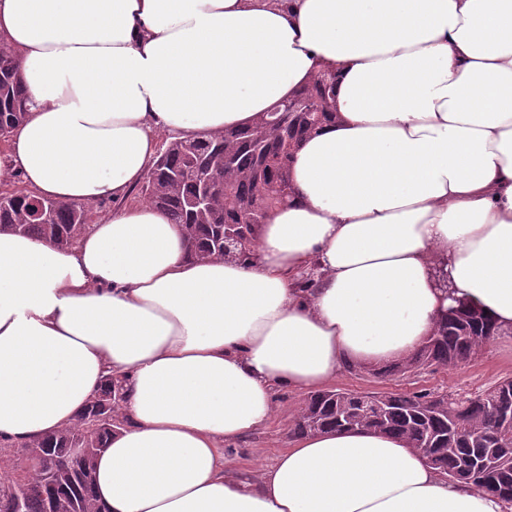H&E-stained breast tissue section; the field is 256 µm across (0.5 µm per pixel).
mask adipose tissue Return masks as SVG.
Returning <instances> with one entry per match:
<instances>
[{
  "instance_id": "adipose-tissue-1",
  "label": "adipose tissue",
  "mask_w": 512,
  "mask_h": 512,
  "mask_svg": "<svg viewBox=\"0 0 512 512\" xmlns=\"http://www.w3.org/2000/svg\"><path fill=\"white\" fill-rule=\"evenodd\" d=\"M0 45L28 98L0 181L115 204L71 247L0 233V441L65 426L110 377L109 512H512L391 434L302 435L256 478L225 450L277 393L413 356L452 299L512 333V0H0ZM328 70L336 118L248 260L194 259L128 203L157 133L252 123Z\"/></svg>"
}]
</instances>
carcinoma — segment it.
Here are the masks:
<instances>
[{
	"instance_id": "obj_1",
	"label": "carcinoma",
	"mask_w": 512,
	"mask_h": 512,
	"mask_svg": "<svg viewBox=\"0 0 512 512\" xmlns=\"http://www.w3.org/2000/svg\"><path fill=\"white\" fill-rule=\"evenodd\" d=\"M336 76L323 72L292 97L260 114L255 122L224 129L198 140L174 139L150 171L146 200L182 227L200 260L250 258L266 214L288 204V165L312 133L335 119ZM26 117V99L13 53L0 47V133ZM204 206L195 204L201 193ZM85 206L32 194L0 196V232L18 233L60 247L83 233ZM497 335L490 319L444 315L426 345L412 357L372 369L380 377L445 369L466 361ZM122 389L110 377L69 425L19 445L0 443V512H14L7 492L24 485L21 512H99L95 461L122 425ZM364 428L392 433L410 446L431 449L430 467L450 482L470 484L505 502L512 501V377L473 398L427 391L398 393L374 409L341 390L303 398L293 436ZM87 448L80 461L69 449Z\"/></svg>"
}]
</instances>
